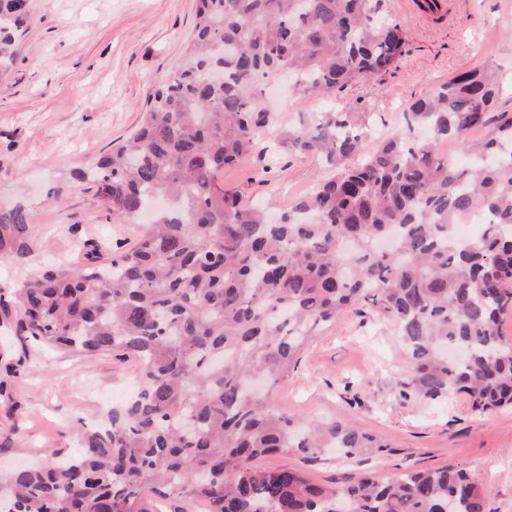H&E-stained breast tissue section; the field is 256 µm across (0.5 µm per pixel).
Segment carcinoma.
Wrapping results in <instances>:
<instances>
[{"mask_svg": "<svg viewBox=\"0 0 512 512\" xmlns=\"http://www.w3.org/2000/svg\"><path fill=\"white\" fill-rule=\"evenodd\" d=\"M386 2L196 0L172 78L134 135L86 173L113 220H135L156 199L169 206L110 262L94 247L0 301L21 336L136 360L139 389L75 452L1 470L5 512H488L476 476L451 464L341 486L256 464L386 452L353 422H300L270 400L307 342L362 300L396 325L416 399L463 392L479 413L512 406L500 330L512 310V113L494 111V73L449 78L381 140L342 112L298 113L280 144L328 172L276 222L224 187V169L277 123L262 108L271 79L334 99L408 53ZM26 16L27 0H0V64L14 61ZM448 141L470 167L440 153ZM475 210L487 222L462 244L454 218ZM34 242L26 208L0 206V257L26 269Z\"/></svg>", "mask_w": 512, "mask_h": 512, "instance_id": "1", "label": "carcinoma"}]
</instances>
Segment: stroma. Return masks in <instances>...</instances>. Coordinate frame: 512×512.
I'll use <instances>...</instances> for the list:
<instances>
[{"instance_id":"obj_1","label":"stroma","mask_w":512,"mask_h":512,"mask_svg":"<svg viewBox=\"0 0 512 512\" xmlns=\"http://www.w3.org/2000/svg\"><path fill=\"white\" fill-rule=\"evenodd\" d=\"M475 18L439 17L416 0H389L410 52L385 76L336 98L337 111L392 134L409 103L473 67L496 73V109L512 113V0H476ZM15 62L0 73V206L22 203L35 227L30 265L83 261L104 245L116 257L136 245L141 223H115L80 171L130 136L155 89L172 76L195 24V0H29ZM278 122L255 153L224 171V185L277 208L312 189L320 158L278 149L298 111L326 100L297 96L284 80L268 89ZM406 356L393 324L363 300L307 347L271 395L300 419L354 422L385 439L388 454L301 464L311 479L341 485L358 472L392 475L455 464L481 481L490 512H512V407L479 414L466 397L408 396ZM136 363L46 348L16 334L0 314V461L46 460L78 446L136 388Z\"/></svg>"}]
</instances>
